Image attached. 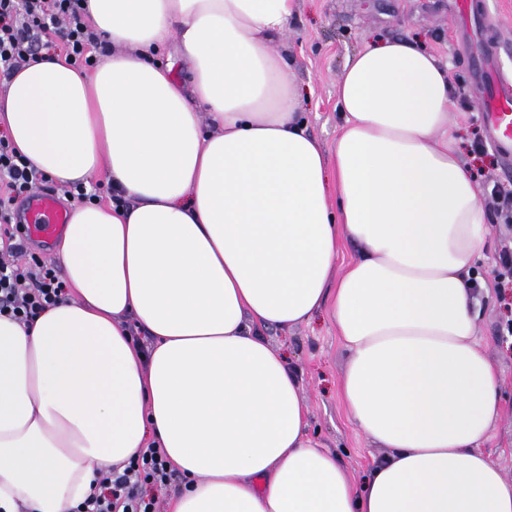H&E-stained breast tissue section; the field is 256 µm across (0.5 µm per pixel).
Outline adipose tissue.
Masks as SVG:
<instances>
[{
    "instance_id": "obj_1",
    "label": "adipose tissue",
    "mask_w": 512,
    "mask_h": 512,
    "mask_svg": "<svg viewBox=\"0 0 512 512\" xmlns=\"http://www.w3.org/2000/svg\"><path fill=\"white\" fill-rule=\"evenodd\" d=\"M87 2L111 56L90 74L32 61L0 126L56 183L99 178L130 203L73 206L53 251L67 299L0 317V512H71L153 440L185 483L168 512H512L480 449L501 408L476 339L486 212L448 137L447 67L367 44L328 153L270 48L297 0ZM171 42L189 83L157 59ZM326 304L347 414L387 450L359 482L256 331Z\"/></svg>"
}]
</instances>
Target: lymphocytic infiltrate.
Here are the masks:
<instances>
[{
  "label": "lymphocytic infiltrate",
  "instance_id": "lymphocytic-infiltrate-1",
  "mask_svg": "<svg viewBox=\"0 0 512 512\" xmlns=\"http://www.w3.org/2000/svg\"><path fill=\"white\" fill-rule=\"evenodd\" d=\"M60 49L78 68L95 67L112 48L94 31L85 0H0V77H11L43 49ZM49 177L0 137V315L21 322L63 301L67 286L53 263L31 253L17 220L18 199L43 190ZM99 491L74 512H160L156 488L174 471L163 449L149 446L124 468L99 472Z\"/></svg>",
  "mask_w": 512,
  "mask_h": 512
}]
</instances>
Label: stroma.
Listing matches in <instances>:
<instances>
[{
    "mask_svg": "<svg viewBox=\"0 0 512 512\" xmlns=\"http://www.w3.org/2000/svg\"><path fill=\"white\" fill-rule=\"evenodd\" d=\"M458 0H298L287 31L272 50L283 60L302 91L308 129L332 151L342 117L336 110V87L347 60L375 38H402L448 65L455 92L467 106L453 104L448 131L458 141L461 159L479 181L512 180V164L497 151L478 156L473 140L484 137L478 112L484 89L470 66L481 57L482 44L464 42ZM512 230L488 224L477 271L486 286L478 294L477 337L499 374L503 413L491 428L482 451L512 480V337L502 329L512 319V288L497 287L493 270L505 237ZM270 344L286 354L298 374L308 408L309 433L325 451L336 455L354 477H361L382 450L349 419L340 380L348 353L342 345L329 307L288 331L260 328Z\"/></svg>",
    "mask_w": 512,
    "mask_h": 512,
    "instance_id": "obj_1",
    "label": "stroma"
}]
</instances>
